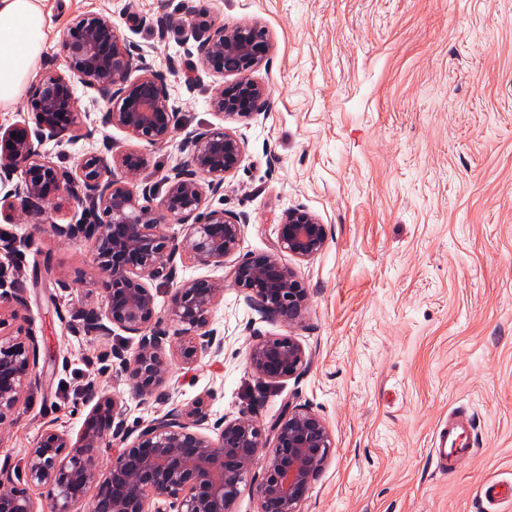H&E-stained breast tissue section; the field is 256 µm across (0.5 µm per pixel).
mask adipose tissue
I'll use <instances>...</instances> for the list:
<instances>
[{
  "mask_svg": "<svg viewBox=\"0 0 512 512\" xmlns=\"http://www.w3.org/2000/svg\"><path fill=\"white\" fill-rule=\"evenodd\" d=\"M40 0H0V107L15 105L32 78L46 38Z\"/></svg>",
  "mask_w": 512,
  "mask_h": 512,
  "instance_id": "obj_1",
  "label": "adipose tissue"
}]
</instances>
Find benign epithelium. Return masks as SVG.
Instances as JSON below:
<instances>
[{
    "label": "benign epithelium",
    "mask_w": 512,
    "mask_h": 512,
    "mask_svg": "<svg viewBox=\"0 0 512 512\" xmlns=\"http://www.w3.org/2000/svg\"><path fill=\"white\" fill-rule=\"evenodd\" d=\"M184 42L194 41L205 71L234 80L214 89L210 105L221 119L246 118L264 102L265 86L253 77L272 49L266 28L258 21L226 27L202 23L182 27ZM66 70L41 74L30 99L37 114V137L54 138L93 131L78 121L74 86L79 83L103 102V123L118 127L150 145L166 142L176 112L163 81L134 57L112 17L83 14L72 20L60 44ZM140 75L131 78L133 71ZM188 159L166 174L161 184L137 189L144 157L121 152L106 159L85 155L75 170H61L34 147L26 124L0 125V183L12 184L0 197V212L16 205L35 211L67 193L95 223L55 225L63 239L92 242L98 278L91 287L104 293L101 308L81 317L86 328L108 335L117 326L139 337L136 351L122 365L136 394L164 402L167 353L192 363L218 353L223 340L210 329L214 307L224 297V284L208 279L176 281V260L224 265L240 247L242 220L222 209L203 210L206 192H219L238 166L243 146L222 125L207 126L186 140ZM19 177L13 182V177ZM161 196L158 203L153 197ZM182 234L166 233L169 224ZM325 225L304 208L285 212L278 224L277 253L248 254L229 270L233 285L252 308L288 327L299 325L308 295L295 271L283 263L285 252L310 260L326 245ZM172 285L164 313L156 311L148 282ZM173 332L159 329L163 321ZM247 361L257 378L275 383L299 374L307 364L303 345L288 334L254 335ZM36 382L30 350L23 342L0 336V424L19 406L25 388ZM120 406L96 405L80 438L58 434L43 437L29 451L28 481L44 490L53 512H75L90 500V512H233L240 485L256 467L259 512H300L312 480L326 465L333 448L322 417L290 401L269 426L268 434L247 416L209 423L201 407L173 409L151 420L129 439L114 424ZM214 431L212 438L206 431ZM119 447L110 463L100 465L101 442ZM0 512H36L28 490L13 484L10 465L0 466Z\"/></svg>",
    "instance_id": "obj_1"
}]
</instances>
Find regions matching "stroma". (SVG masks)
Here are the masks:
<instances>
[{"label":"stroma","mask_w":512,"mask_h":512,"mask_svg":"<svg viewBox=\"0 0 512 512\" xmlns=\"http://www.w3.org/2000/svg\"><path fill=\"white\" fill-rule=\"evenodd\" d=\"M46 41L38 72L64 70L59 45L72 19L111 16L134 55L165 83L177 110L159 145L102 124L105 106L77 87L93 139L35 147L61 169L90 151L137 152L154 184L193 131L216 123L217 76L203 71L180 26L252 20L273 48L254 73L267 91L259 113L225 120L243 145L205 209L238 214L241 253L277 249L291 208L318 216L317 256H284L308 292L300 325L251 308L214 265L179 267L182 280L224 284L210 327L218 356L171 357L164 402L138 397L122 368L137 336L85 333L77 310L101 307L93 245L57 236L87 216L71 199L0 219V306L38 346L39 381L0 425V463L26 486L30 448L46 434L77 439L95 399L117 400L137 436L167 411L202 402L211 420L242 415L269 427L284 402L326 422L334 443L302 512H512L489 504L485 483L512 481V0H41ZM23 295L16 303L15 295ZM292 334L307 367L277 384L247 362L254 334ZM474 422L476 449L454 473L431 454L452 411Z\"/></svg>","instance_id":"1"}]
</instances>
